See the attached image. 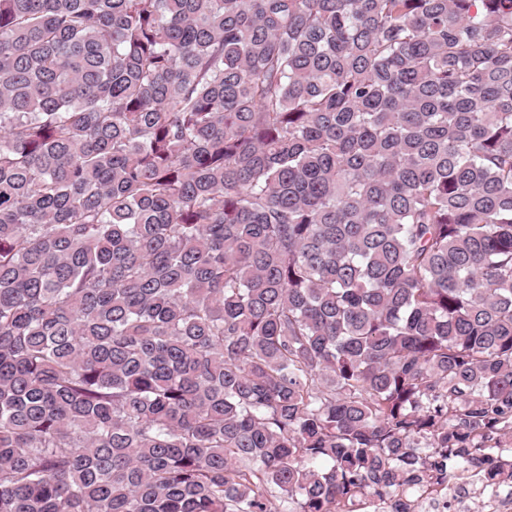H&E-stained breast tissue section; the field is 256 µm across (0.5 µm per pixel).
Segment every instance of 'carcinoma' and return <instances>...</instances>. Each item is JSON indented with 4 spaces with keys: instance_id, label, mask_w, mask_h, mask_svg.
Masks as SVG:
<instances>
[{
    "instance_id": "carcinoma-1",
    "label": "carcinoma",
    "mask_w": 512,
    "mask_h": 512,
    "mask_svg": "<svg viewBox=\"0 0 512 512\" xmlns=\"http://www.w3.org/2000/svg\"><path fill=\"white\" fill-rule=\"evenodd\" d=\"M497 448L512 0H0V512H337Z\"/></svg>"
}]
</instances>
